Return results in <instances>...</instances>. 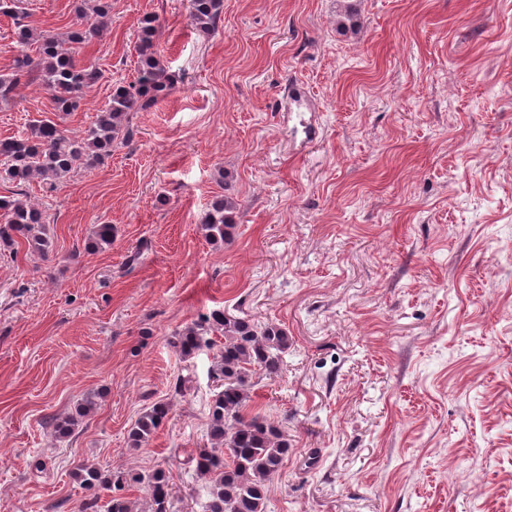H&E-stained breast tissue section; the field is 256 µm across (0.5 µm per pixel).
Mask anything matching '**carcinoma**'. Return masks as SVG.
I'll return each instance as SVG.
<instances>
[{"label":"carcinoma","instance_id":"1","mask_svg":"<svg viewBox=\"0 0 512 512\" xmlns=\"http://www.w3.org/2000/svg\"><path fill=\"white\" fill-rule=\"evenodd\" d=\"M224 0H192V18L204 31L215 29ZM77 20L66 32L40 30L26 18H19L16 43L21 51L14 59L11 77L0 78V100L7 101L21 81L38 79L52 91L54 110L74 111L85 88L99 79V72L76 60L71 46L98 37L112 19V0H80L75 8ZM160 24L152 15L144 16L138 26L136 52L137 77L130 83H118L112 89L108 105L96 113L93 127L82 137L72 136L50 119L39 120L16 136L0 139V173L17 184L32 178L41 180L43 192L53 193L80 164L93 165L108 157L115 144L132 134V119L156 105L174 86L170 74L155 50ZM35 44L32 57L22 48ZM0 244L12 248L23 240L28 252L46 258L53 251L45 225V212L39 205L19 194L0 197ZM201 229L207 241L216 247L230 242L235 234V204L225 195L214 197L205 212ZM113 227L94 226L91 247L112 246ZM223 337L211 368L220 382L209 404V447L193 458L194 471L203 481L206 500L203 512H266L267 494L272 478L280 471L288 453V440L280 429L254 412L251 389L253 376L277 375L288 353L290 339L286 329L275 323L258 325L246 316L224 310L212 311L203 323L186 326L173 336V348L191 358L202 347L203 337ZM95 406L89 398L79 404L76 414L57 417L54 433L68 435L78 418L87 416ZM169 413V405L154 403L130 430L132 448L147 445ZM74 479L88 489L111 493L104 504L106 512H134V502L114 490L142 485L148 495V512H172V487L162 471L149 475L121 470L105 473L81 462L72 471Z\"/></svg>","mask_w":512,"mask_h":512}]
</instances>
